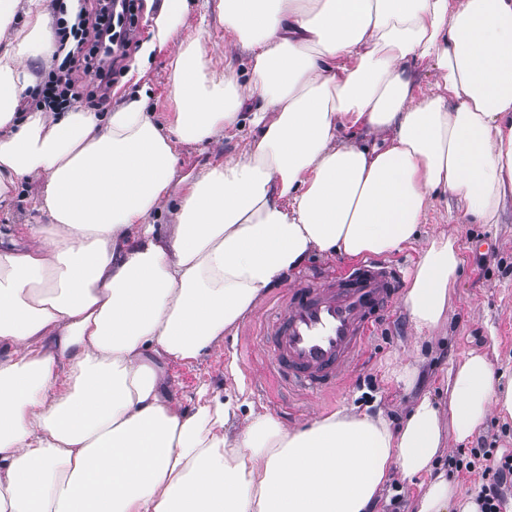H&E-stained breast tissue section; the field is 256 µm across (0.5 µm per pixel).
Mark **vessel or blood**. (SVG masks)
Here are the masks:
<instances>
[{
    "instance_id": "b4317fda",
    "label": "vessel or blood",
    "mask_w": 512,
    "mask_h": 512,
    "mask_svg": "<svg viewBox=\"0 0 512 512\" xmlns=\"http://www.w3.org/2000/svg\"><path fill=\"white\" fill-rule=\"evenodd\" d=\"M400 284L399 268L370 258L289 289L274 331L263 339L280 379L310 392L334 389L364 356Z\"/></svg>"
}]
</instances>
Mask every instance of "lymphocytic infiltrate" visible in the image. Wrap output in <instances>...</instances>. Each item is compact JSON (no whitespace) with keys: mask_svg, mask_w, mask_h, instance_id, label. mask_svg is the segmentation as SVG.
<instances>
[{"mask_svg":"<svg viewBox=\"0 0 512 512\" xmlns=\"http://www.w3.org/2000/svg\"><path fill=\"white\" fill-rule=\"evenodd\" d=\"M50 6L59 16L60 40L70 48L32 90L33 104L48 112H64L81 98L89 108L103 109L117 75L139 46V0H84L72 19L64 0H50ZM470 455L483 465L482 512H502L505 494L512 487V455L499 456L490 448L471 449Z\"/></svg>","mask_w":512,"mask_h":512,"instance_id":"lymphocytic-infiltrate-1","label":"lymphocytic infiltrate"}]
</instances>
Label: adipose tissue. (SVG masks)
<instances>
[{
	"label": "adipose tissue",
	"instance_id": "1",
	"mask_svg": "<svg viewBox=\"0 0 512 512\" xmlns=\"http://www.w3.org/2000/svg\"><path fill=\"white\" fill-rule=\"evenodd\" d=\"M216 69L162 0L145 53L175 47L160 121L23 107L32 63L58 49L45 0H0V204L35 184L44 224L0 238V512H368L400 474L417 512H480L434 463L512 383L468 353L447 404L414 399L400 428L339 411L284 428L232 402L185 411L166 366L218 346L312 252L388 256L438 196L498 223L512 199V0H216ZM248 59L239 82L233 60ZM436 82L422 91L420 75ZM240 154L180 174L179 150ZM171 208L169 232L155 222ZM462 258L429 240L403 296L417 331L447 316ZM258 102L247 103L243 113H241V127L233 139L220 140L210 146H183L179 154V166L185 172L198 171L208 162H216L224 159V155L239 150L245 140L255 135V129L250 125V109L256 108Z\"/></svg>",
	"mask_w": 512,
	"mask_h": 512
}]
</instances>
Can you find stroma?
<instances>
[{"mask_svg":"<svg viewBox=\"0 0 512 512\" xmlns=\"http://www.w3.org/2000/svg\"><path fill=\"white\" fill-rule=\"evenodd\" d=\"M170 57L152 53L149 58L133 54L128 70L112 89L109 109H116L131 98L144 99L147 111L165 118L170 110L167 85ZM255 131L242 121L234 138L215 144L182 147L179 165L184 172L200 170L205 164L223 159L239 150ZM455 237L463 259L462 274L444 325L432 334L417 333L402 303L371 337L366 357L346 385L329 395L302 398L281 391L259 339L268 305L283 299L293 274L267 288L253 311L242 319L210 355L194 362H172L168 376L177 389L184 409L196 405L200 388L210 395L241 402V415L266 413L284 426L293 428L317 416L354 408L371 415H382L392 427H400L414 397L427 394L445 401L441 379L451 364L468 352L488 353L501 383L512 381V209L497 224H476L456 206L435 201L420 228V238L393 258L412 273L425 239L440 233ZM417 368L413 388L396 379L405 364ZM472 448H492L497 454H512V419L492 414L483 428L464 442H450L448 453L435 465L444 469L450 455ZM422 493L418 483L393 476L380 492L373 512H414Z\"/></svg>","mask_w":512,"mask_h":512,"instance_id":"obj_1","label":"stroma"}]
</instances>
